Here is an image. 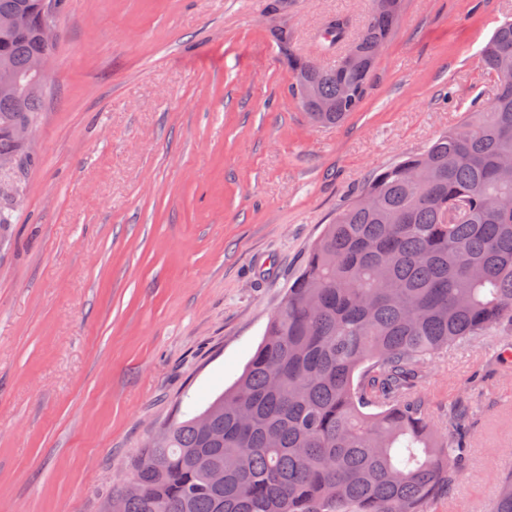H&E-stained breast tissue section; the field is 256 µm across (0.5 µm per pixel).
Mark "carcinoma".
Returning <instances> with one entry per match:
<instances>
[{"label": "carcinoma", "instance_id": "cac0c4a2", "mask_svg": "<svg viewBox=\"0 0 512 512\" xmlns=\"http://www.w3.org/2000/svg\"><path fill=\"white\" fill-rule=\"evenodd\" d=\"M0 0L34 25L0 28V157L22 175L34 160L12 127H35L43 92H22L31 58L51 51L66 0ZM362 31L330 17L322 67L294 48L281 17L294 0H269L268 18L291 84L317 125H335L367 96L377 45L391 39L405 0H371ZM496 77L512 71V21L481 54ZM512 82L484 110L419 154L378 170L325 225L288 284L283 305L232 388L200 414L171 421L129 468V484L102 512H427L448 491L449 466L469 414L449 433L431 420L418 379L436 356L512 323ZM218 470L224 483L215 485ZM490 512H512V473L498 479Z\"/></svg>", "mask_w": 512, "mask_h": 512}]
</instances>
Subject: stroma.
Returning a JSON list of instances; mask_svg holds the SVG:
<instances>
[{"instance_id":"obj_1","label":"stroma","mask_w":512,"mask_h":512,"mask_svg":"<svg viewBox=\"0 0 512 512\" xmlns=\"http://www.w3.org/2000/svg\"><path fill=\"white\" fill-rule=\"evenodd\" d=\"M267 0H68L35 160L0 226V512H101L130 463L240 375L325 224L498 80L480 51L512 0H406L361 109L312 124ZM296 0L324 66L337 13ZM512 327L441 354L421 389L469 447L428 512H487L512 459Z\"/></svg>"}]
</instances>
